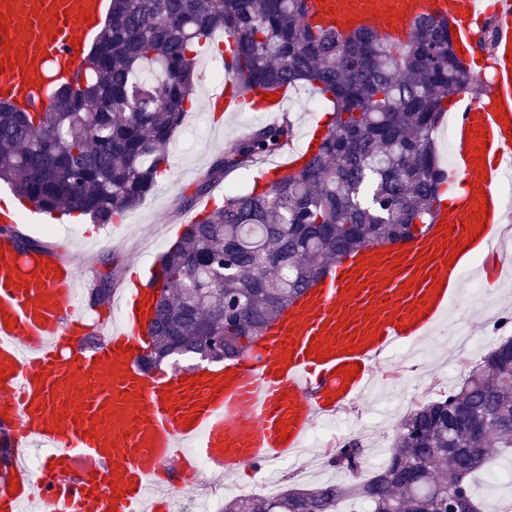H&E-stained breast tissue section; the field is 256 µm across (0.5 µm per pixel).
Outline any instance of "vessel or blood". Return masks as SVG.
I'll return each instance as SVG.
<instances>
[{
	"label": "vessel or blood",
	"mask_w": 512,
	"mask_h": 512,
	"mask_svg": "<svg viewBox=\"0 0 512 512\" xmlns=\"http://www.w3.org/2000/svg\"><path fill=\"white\" fill-rule=\"evenodd\" d=\"M311 23L341 33L370 29L405 41L414 20L448 18L465 49L477 19L499 30L489 100L454 97L453 197L442 228L399 247L365 245L305 289L265 337L229 367L196 380L145 370L139 345L156 284L120 299V316L97 346L74 338L86 316L73 267L48 253H20L0 238V427L10 435L18 490H0V512H167L166 487L188 484L197 460L216 475L265 469L300 452L318 418L362 400L393 349L429 336L460 292L475 250L493 249L512 209L498 189L512 163V0H307ZM107 0H0V101L42 111L56 83L81 70ZM208 101L251 112L231 83ZM307 147L261 163L293 171ZM12 326H5V318ZM48 452L32 474L29 444Z\"/></svg>",
	"instance_id": "1"
}]
</instances>
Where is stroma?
Returning <instances> with one entry per match:
<instances>
[{"label":"stroma","instance_id":"obj_1","mask_svg":"<svg viewBox=\"0 0 512 512\" xmlns=\"http://www.w3.org/2000/svg\"><path fill=\"white\" fill-rule=\"evenodd\" d=\"M218 69V64L212 63L197 71L192 112L196 124L176 131L167 150L165 176L158 179L142 203L125 214L123 222L103 226L76 212L54 219L46 213L27 211L18 221L19 230L28 238L50 244L65 263L75 267L83 284L106 277L112 282V292L117 293L138 282L140 270L151 269L183 230V199L195 193L225 149L267 121L260 112L238 113L217 121L204 102L202 90L209 86L211 73ZM460 333L472 336L476 342L471 355L464 358L458 357L450 341L451 336ZM509 335L512 336V273L501 277L492 288L480 280L464 282L459 296L450 303L446 320L421 340L427 355L407 360L402 350H395L393 360L402 362L399 379L377 383L363 401L339 420L317 421L308 434L305 456L284 463L282 486L348 483L347 475L324 464L333 450L332 434L336 431L347 436L361 432L363 441L379 446V453L368 456L357 475L358 480L368 479L386 464L399 423L416 400L462 382L471 365L480 361L500 337ZM263 476L262 470L254 468L219 479L202 468L196 474L197 480L211 485L215 512H220L225 499L262 495Z\"/></svg>","mask_w":512,"mask_h":512}]
</instances>
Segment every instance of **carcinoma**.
<instances>
[{"label": "carcinoma", "mask_w": 512, "mask_h": 512, "mask_svg": "<svg viewBox=\"0 0 512 512\" xmlns=\"http://www.w3.org/2000/svg\"><path fill=\"white\" fill-rule=\"evenodd\" d=\"M235 45L227 74L242 95L311 85L329 110L315 151L266 189L224 192L222 206L185 226L161 257L145 366L194 354L245 356L301 291L344 254L395 244L434 223L445 183L434 131L445 103L487 84L455 52L448 22L423 18L394 44L342 37L306 22L305 0H112L75 86L57 85L42 112L0 104V180L35 208L111 224L153 189L194 90L193 58L215 32ZM283 116L253 128L217 159L195 196L235 169L288 147ZM23 252L46 246L11 224ZM110 281L89 289L104 303ZM386 465L360 483L233 498L222 512H483L470 478L512 454V336L464 381L402 420ZM366 459L360 440L328 457L343 473Z\"/></svg>", "instance_id": "1"}]
</instances>
